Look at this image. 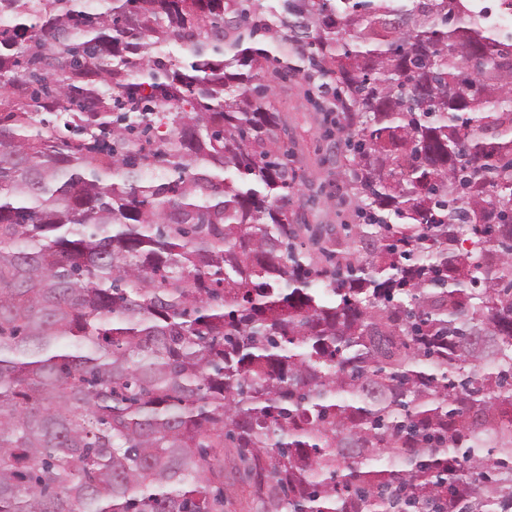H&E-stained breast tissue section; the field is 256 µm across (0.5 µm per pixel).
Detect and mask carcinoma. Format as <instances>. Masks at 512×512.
Wrapping results in <instances>:
<instances>
[{
  "instance_id": "obj_1",
  "label": "carcinoma",
  "mask_w": 512,
  "mask_h": 512,
  "mask_svg": "<svg viewBox=\"0 0 512 512\" xmlns=\"http://www.w3.org/2000/svg\"><path fill=\"white\" fill-rule=\"evenodd\" d=\"M291 78L334 238L288 214ZM226 448L246 512H512V43L471 0H0V512H224ZM272 102L288 125V139L285 138V143L295 153L292 166L297 169L304 183L288 206L290 211L304 213L308 224L314 229L318 224L324 228L336 227L343 218L338 217L337 213L344 210V206L339 205V196L345 189L330 173L336 172V166L342 160L340 152L344 150L343 146L336 144V135L332 138L324 137L323 114L316 112L299 84L276 86ZM309 185L314 189L324 186L320 202L316 205L307 201Z\"/></svg>"
}]
</instances>
